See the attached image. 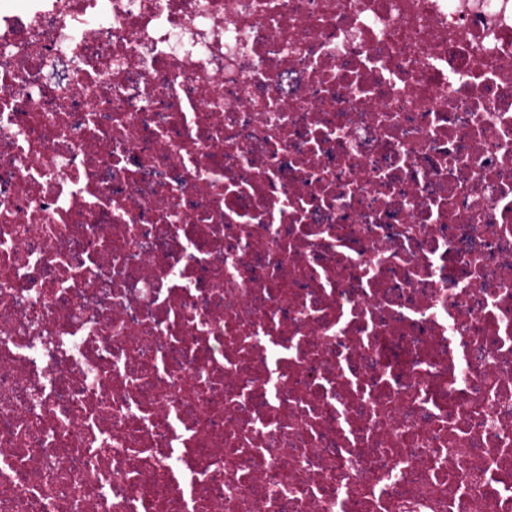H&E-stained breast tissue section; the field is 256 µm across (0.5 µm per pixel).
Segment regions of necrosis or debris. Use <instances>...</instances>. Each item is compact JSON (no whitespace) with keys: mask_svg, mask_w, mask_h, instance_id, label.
Segmentation results:
<instances>
[{"mask_svg":"<svg viewBox=\"0 0 512 512\" xmlns=\"http://www.w3.org/2000/svg\"><path fill=\"white\" fill-rule=\"evenodd\" d=\"M0 512H512V0H0Z\"/></svg>","mask_w":512,"mask_h":512,"instance_id":"1","label":"necrosis or debris"}]
</instances>
